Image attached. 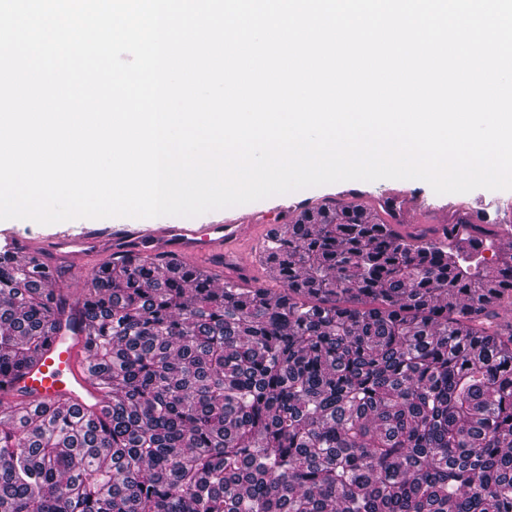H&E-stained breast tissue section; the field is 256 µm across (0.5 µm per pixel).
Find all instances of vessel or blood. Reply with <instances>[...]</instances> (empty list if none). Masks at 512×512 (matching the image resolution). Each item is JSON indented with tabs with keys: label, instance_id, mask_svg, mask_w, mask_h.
<instances>
[{
	"label": "vessel or blood",
	"instance_id": "b4317fda",
	"mask_svg": "<svg viewBox=\"0 0 512 512\" xmlns=\"http://www.w3.org/2000/svg\"><path fill=\"white\" fill-rule=\"evenodd\" d=\"M262 239L261 225L255 224L239 208L227 218L208 224H153L146 218L138 224L123 218L107 225L82 224L37 243L24 242L23 248L30 255L39 247L48 251L71 249L77 260L75 272L80 277L103 259L101 245L105 242L112 243L119 252L137 251L151 256L166 252L199 264L220 257L225 264L249 275L253 269L244 265L242 259L257 251ZM89 331L90 325L82 316L77 300L69 299L48 347L32 365L19 369L0 387L11 399L33 406L67 400L82 408L101 399L83 355Z\"/></svg>",
	"mask_w": 512,
	"mask_h": 512
}]
</instances>
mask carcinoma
I'll list each match as a JSON object with an SVG mask.
<instances>
[{
	"label": "carcinoma",
	"mask_w": 512,
	"mask_h": 512,
	"mask_svg": "<svg viewBox=\"0 0 512 512\" xmlns=\"http://www.w3.org/2000/svg\"><path fill=\"white\" fill-rule=\"evenodd\" d=\"M498 237L325 203L263 242L276 296L112 255L82 293L101 405L0 398V512H512ZM46 269L0 249V375L55 329Z\"/></svg>",
	"instance_id": "cac0c4a2"
}]
</instances>
